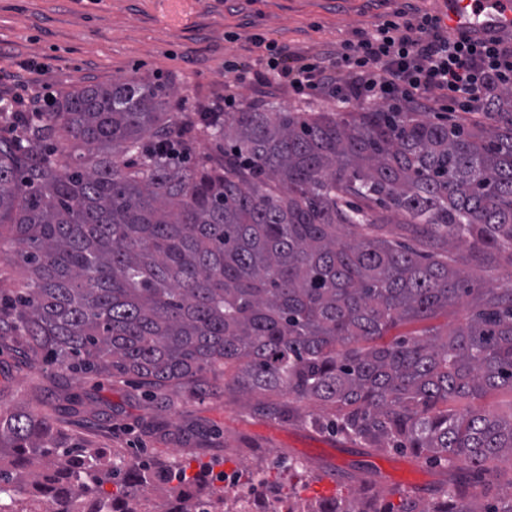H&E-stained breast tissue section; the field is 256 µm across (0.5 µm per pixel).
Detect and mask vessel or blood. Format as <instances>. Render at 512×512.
I'll list each match as a JSON object with an SVG mask.
<instances>
[{"label":"vessel or blood","mask_w":512,"mask_h":512,"mask_svg":"<svg viewBox=\"0 0 512 512\" xmlns=\"http://www.w3.org/2000/svg\"><path fill=\"white\" fill-rule=\"evenodd\" d=\"M440 16L461 39L512 36V0H441Z\"/></svg>","instance_id":"obj_1"}]
</instances>
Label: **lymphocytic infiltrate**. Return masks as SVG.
<instances>
[{
    "mask_svg": "<svg viewBox=\"0 0 512 512\" xmlns=\"http://www.w3.org/2000/svg\"><path fill=\"white\" fill-rule=\"evenodd\" d=\"M266 77L298 96L327 93L343 104H393L400 112L426 101L472 112L512 87V42L452 39L439 17L415 10L343 41L331 55L294 58L286 45L256 37Z\"/></svg>",
    "mask_w": 512,
    "mask_h": 512,
    "instance_id": "1",
    "label": "lymphocytic infiltrate"
}]
</instances>
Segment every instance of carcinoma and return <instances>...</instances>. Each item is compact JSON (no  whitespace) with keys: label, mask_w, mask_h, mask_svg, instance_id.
<instances>
[{"label":"carcinoma","mask_w":512,"mask_h":512,"mask_svg":"<svg viewBox=\"0 0 512 512\" xmlns=\"http://www.w3.org/2000/svg\"><path fill=\"white\" fill-rule=\"evenodd\" d=\"M170 97L143 79L74 88L0 137V244L29 280L0 296V338L62 375L157 390L234 369L260 413L284 395L319 402L346 439L444 466L428 507L402 493L288 512H512V494L486 505L462 479L490 488L512 472V410L469 404L512 393V288L483 287L452 256L512 247V89L485 124L266 103L166 149L181 128ZM201 136L222 153H196ZM393 222L432 251L390 237ZM465 297L456 327L385 340ZM48 455L54 469L35 468ZM173 482L145 512H224L201 481L0 408V512H136L140 488Z\"/></svg>","instance_id":"obj_1"}]
</instances>
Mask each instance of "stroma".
Wrapping results in <instances>:
<instances>
[{"mask_svg":"<svg viewBox=\"0 0 512 512\" xmlns=\"http://www.w3.org/2000/svg\"><path fill=\"white\" fill-rule=\"evenodd\" d=\"M436 0H0V97L48 111L71 89L131 76L173 87L191 106L218 101L233 81L225 62L259 69L254 35L313 57L405 8L435 12ZM248 104L329 108L287 84L243 83ZM0 394L42 415L63 437L195 474L203 465L253 480L256 502L294 495L304 503L345 498L398 503L409 491L431 503L444 474L409 452L369 448L313 424L323 409L254 411L223 380L148 395L137 382L62 376L0 345Z\"/></svg>","mask_w":512,"mask_h":512,"instance_id":"stroma-1","label":"stroma"}]
</instances>
